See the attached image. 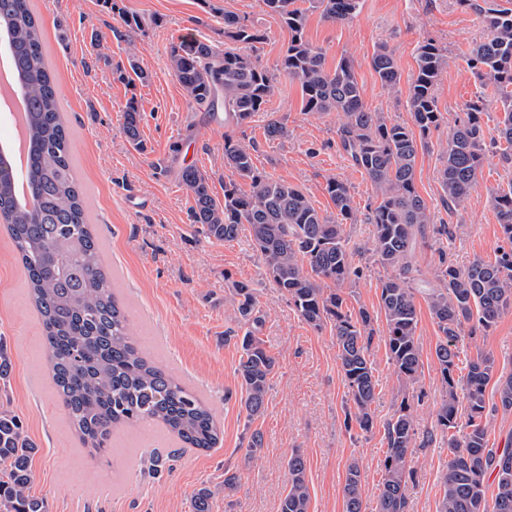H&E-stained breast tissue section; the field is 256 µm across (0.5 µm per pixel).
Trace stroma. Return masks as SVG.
I'll use <instances>...</instances> for the list:
<instances>
[{"label": "stroma", "instance_id": "stroma-1", "mask_svg": "<svg viewBox=\"0 0 512 512\" xmlns=\"http://www.w3.org/2000/svg\"><path fill=\"white\" fill-rule=\"evenodd\" d=\"M43 23L48 65L55 75L63 121L72 141L75 176L86 191L89 221L102 243V264L146 353L191 387L212 409L222 436L215 448L164 447L117 439L102 462L88 458L55 396L42 346L40 317L31 305L26 278L9 233L0 223V344L7 347L12 371L7 391L37 450L31 460L32 495L49 512H190V496L206 486L214 493V512H278L288 484L286 461L295 452L307 462L310 512H344L346 469L359 462L364 485L363 512H376L384 478V426L401 402L414 417L416 444L408 454L415 472L405 495L410 512H438L441 477L448 461L446 439L436 411L445 395L434 350L438 328L424 297H417V334L423 374L410 384L399 377L383 341L385 320L377 285L387 272L372 252V227L366 217L375 200L369 179L356 171L336 134V113L312 115L302 108L300 83L278 75L264 112L243 127L213 121L206 108L189 103L169 69L172 42L186 33L215 45L224 43V15L233 13L265 32L258 44L260 63L276 73L289 33L262 0H30ZM144 18L142 31H129L122 14ZM98 31L100 47L90 45ZM484 35L481 20L457 0H360L352 22L330 23L309 16L306 38L321 47L326 68L350 57L367 108L401 123L411 120L408 97L416 72V49L432 39L446 49L448 67L435 89L444 120L416 160V188L434 224L447 225L442 238L460 267L475 259H494L504 244L492 194L512 180V166L488 151L478 181L463 206L444 208L439 183L440 155L448 132L465 103L480 87L463 57ZM393 54L401 81L382 87L371 66L378 46ZM107 63L97 62V55ZM148 73L147 82L121 79L117 69L129 59ZM140 105L145 150H136L122 132L128 99ZM286 118L288 136L267 139L268 114ZM250 144L257 168L301 188L317 209L334 212L328 178L348 181L357 223L344 233L360 276L345 285L351 310L366 308L376 330L369 350L378 386L371 406L372 432L346 429L347 387L330 329L306 323L288 298L274 288L248 233L235 240L207 239L188 217L189 200L176 172L160 173L158 161L177 154L210 176L215 192L235 177L224 164L225 137ZM258 293L265 317L261 337L279 367L271 382L266 410L257 420L264 445L249 452L250 434L235 373L240 352L224 334L234 329V282ZM491 354L497 374H512V312L486 330L464 336L457 376H465L477 352ZM162 455L160 474L149 473V459ZM236 472L235 490L224 488L225 471Z\"/></svg>", "mask_w": 512, "mask_h": 512}]
</instances>
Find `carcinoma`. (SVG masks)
<instances>
[{"label": "carcinoma", "instance_id": "1", "mask_svg": "<svg viewBox=\"0 0 512 512\" xmlns=\"http://www.w3.org/2000/svg\"><path fill=\"white\" fill-rule=\"evenodd\" d=\"M482 16L487 32L466 58L467 71L481 91L465 104L464 116L448 136L442 152L441 190L444 201L461 207L477 181L486 152L501 151L512 163V8L496 0H459ZM288 28L290 39L279 71L300 82L304 111L336 112L340 144L353 165L371 181L376 202L370 207L373 252L392 274L380 280L379 306L385 319L384 343L399 375L417 382L423 369L417 336L415 251L425 239L431 213L415 185L419 151L443 120L435 95L437 81L448 66L447 51L428 40L417 48V72L409 87L412 125L368 109L362 98L353 61L343 56L336 67L324 66L322 49L304 38L308 15L317 12L333 23H349L359 0H263ZM0 36L25 105L29 124L26 181L29 202L13 193L14 167L0 154V219L6 224L25 271L30 297L40 314L46 357L58 398L81 447L102 459L112 452L113 430L155 422L177 437L185 448L210 449L219 443L213 415L190 388L163 367L148 360L133 335L126 307L115 297L112 282L100 263L101 246L88 222L85 194L73 174L71 141L61 113L55 78L45 61L41 22L28 0H0ZM224 48L187 33L173 43L169 66L185 95L212 116L245 126L264 110L274 95L275 76L249 54L265 34L232 15H224ZM372 67L382 86L400 83L392 53L378 48ZM502 104L499 139L486 141L481 114L488 98ZM123 131L138 150L140 109L129 99L123 109ZM270 139L288 136L287 122L270 116L264 126ZM224 164L249 182L242 190L224 184L219 200L209 176L194 165L178 169V178L192 197L190 220L207 237L231 241L248 225L273 286L288 296L311 326H326L336 336L338 360L347 388V423L363 432L373 429L371 405L376 397L374 368L369 360L375 330L365 308L352 312L343 286L359 275L353 266L343 225L356 221L351 189L332 177L325 191L337 215L318 210L298 187L258 170L250 147L224 137ZM494 210L509 249L495 260L476 259L459 268L437 248L435 284L425 289L430 312L441 333L435 357L445 386L437 422L448 436V462L442 477L439 512H512V448H491L483 423L485 390L494 377V359L477 353L465 377L455 379L458 343L465 326H493L512 311V182L493 197ZM236 319L245 327L237 344L241 406L248 422L266 409L277 359L260 333L264 318L255 289L233 284ZM503 411L512 412V375L496 380ZM467 413L469 432L452 433ZM387 451L378 512H408L404 486L413 477L407 454L416 433L409 405L399 408L385 428ZM35 445L22 418L0 402V512H48L46 502L29 493V460ZM288 489L279 512H310L306 461L288 457ZM497 479L493 505H487L485 479ZM345 512H363L362 472L348 465L343 486ZM192 512H212V491L197 489Z\"/></svg>", "mask_w": 512, "mask_h": 512}]
</instances>
